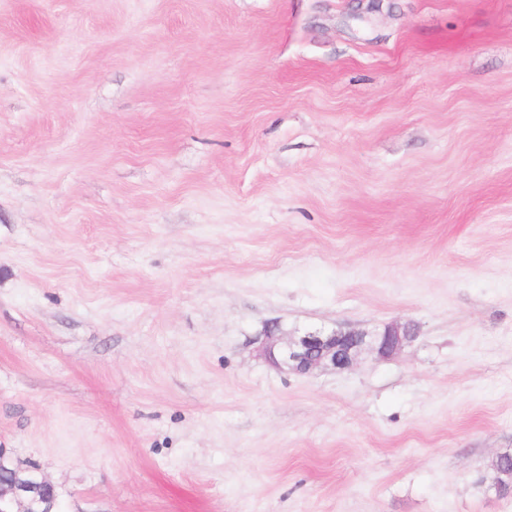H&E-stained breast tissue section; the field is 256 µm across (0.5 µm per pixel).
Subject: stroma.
I'll return each instance as SVG.
<instances>
[{
    "label": "stroma",
    "instance_id": "stroma-1",
    "mask_svg": "<svg viewBox=\"0 0 512 512\" xmlns=\"http://www.w3.org/2000/svg\"><path fill=\"white\" fill-rule=\"evenodd\" d=\"M0 448L64 512H512V0H0ZM263 336L261 355L267 361L279 368L308 374L317 369H349L364 353L389 357L409 345L417 331L413 324L396 322L375 333L315 329L298 336H283L275 326ZM491 470L493 480L496 481L494 484L496 490L500 494H507L512 489V451L497 455L491 463Z\"/></svg>",
    "mask_w": 512,
    "mask_h": 512
}]
</instances>
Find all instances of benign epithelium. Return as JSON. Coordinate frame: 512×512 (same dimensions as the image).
Wrapping results in <instances>:
<instances>
[{
	"instance_id": "obj_1",
	"label": "benign epithelium",
	"mask_w": 512,
	"mask_h": 512,
	"mask_svg": "<svg viewBox=\"0 0 512 512\" xmlns=\"http://www.w3.org/2000/svg\"><path fill=\"white\" fill-rule=\"evenodd\" d=\"M417 336L415 325L391 323L380 332L322 329L298 336L283 335L279 327L264 333L261 355L274 366L301 374L317 369L345 370L364 353L389 357ZM0 512H62L55 487L38 469L15 467L0 448Z\"/></svg>"
}]
</instances>
